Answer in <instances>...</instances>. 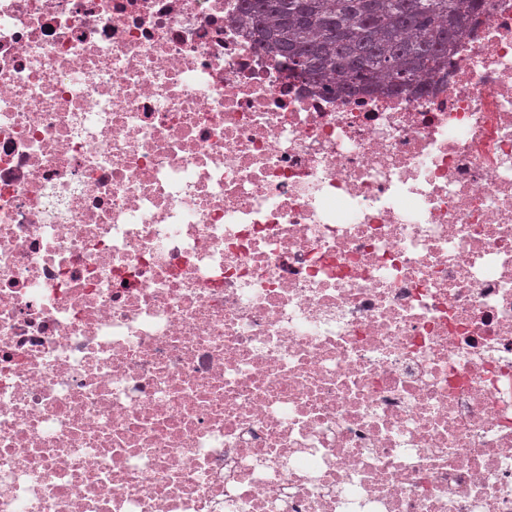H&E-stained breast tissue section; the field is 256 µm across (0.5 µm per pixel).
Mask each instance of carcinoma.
<instances>
[{
  "label": "carcinoma",
  "instance_id": "cac0c4a2",
  "mask_svg": "<svg viewBox=\"0 0 512 512\" xmlns=\"http://www.w3.org/2000/svg\"><path fill=\"white\" fill-rule=\"evenodd\" d=\"M486 0H241L238 22L293 77L329 91L424 88Z\"/></svg>",
  "mask_w": 512,
  "mask_h": 512
}]
</instances>
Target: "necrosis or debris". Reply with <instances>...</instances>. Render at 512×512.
<instances>
[{"label":"necrosis or debris","mask_w":512,"mask_h":512,"mask_svg":"<svg viewBox=\"0 0 512 512\" xmlns=\"http://www.w3.org/2000/svg\"><path fill=\"white\" fill-rule=\"evenodd\" d=\"M239 0H0V512H512V0L421 97Z\"/></svg>","instance_id":"4bbe7bcc"}]
</instances>
